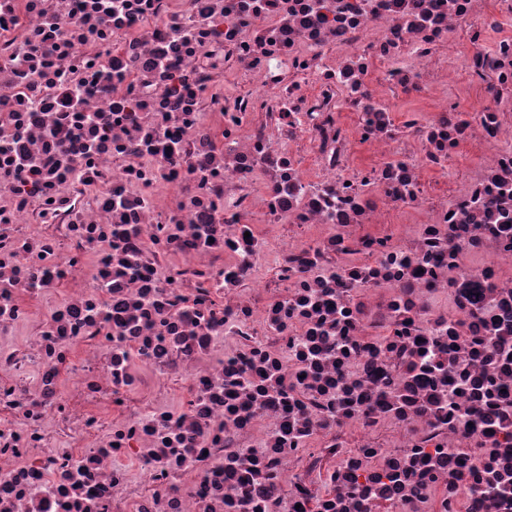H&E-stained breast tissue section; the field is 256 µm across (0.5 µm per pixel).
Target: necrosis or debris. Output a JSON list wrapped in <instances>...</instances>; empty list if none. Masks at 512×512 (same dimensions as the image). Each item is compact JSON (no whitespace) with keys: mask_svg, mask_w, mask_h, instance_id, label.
Listing matches in <instances>:
<instances>
[{"mask_svg":"<svg viewBox=\"0 0 512 512\" xmlns=\"http://www.w3.org/2000/svg\"><path fill=\"white\" fill-rule=\"evenodd\" d=\"M511 21L0 0V512H512Z\"/></svg>","mask_w":512,"mask_h":512,"instance_id":"1","label":"necrosis or debris"}]
</instances>
